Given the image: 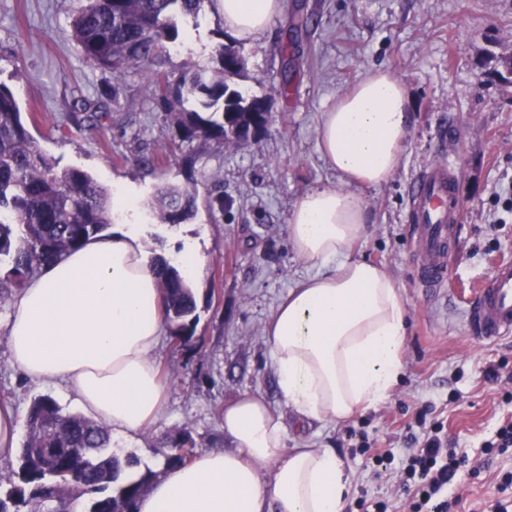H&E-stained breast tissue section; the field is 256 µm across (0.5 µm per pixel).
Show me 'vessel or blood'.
Returning <instances> with one entry per match:
<instances>
[{
	"instance_id": "1",
	"label": "vessel or blood",
	"mask_w": 512,
	"mask_h": 512,
	"mask_svg": "<svg viewBox=\"0 0 512 512\" xmlns=\"http://www.w3.org/2000/svg\"><path fill=\"white\" fill-rule=\"evenodd\" d=\"M459 199L453 171L434 163L411 183L409 220L418 226V277L422 287L444 289L447 281L448 240L455 232ZM469 332L491 341L512 332V262L498 263L478 289L467 311Z\"/></svg>"
}]
</instances>
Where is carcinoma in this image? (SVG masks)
<instances>
[{
  "label": "carcinoma",
  "mask_w": 512,
  "mask_h": 512,
  "mask_svg": "<svg viewBox=\"0 0 512 512\" xmlns=\"http://www.w3.org/2000/svg\"><path fill=\"white\" fill-rule=\"evenodd\" d=\"M72 37L83 60L117 76L143 68L146 88L166 111L183 141L231 149L265 129L264 100L249 96L233 79L245 60L236 44L218 43V67L196 68L172 80L153 66L179 37L178 21L198 18L211 0H81ZM197 187H169L154 204L164 224L189 219ZM112 223V197L81 169L59 170L38 146L21 118L14 92L0 83V302L9 300L41 267L101 235ZM169 335L182 348L197 342L199 322L193 288L171 261L155 258ZM26 437L17 467L0 482V512H70L83 501L85 512H135L136 500L157 473L125 480L138 465L133 455L111 451L108 427L66 413L50 396L30 405ZM167 465L184 464L194 448L191 431L167 436Z\"/></svg>",
  "instance_id": "obj_1"
}]
</instances>
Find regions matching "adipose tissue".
<instances>
[{
	"label": "adipose tissue",
	"mask_w": 512,
	"mask_h": 512,
	"mask_svg": "<svg viewBox=\"0 0 512 512\" xmlns=\"http://www.w3.org/2000/svg\"><path fill=\"white\" fill-rule=\"evenodd\" d=\"M224 27L250 42L283 0H215ZM411 115L404 84L369 72L322 112L316 148L340 185L306 191L288 218L296 256L316 266L278 306L267 344L284 410L244 392L220 415L231 448L159 465L137 512H343L350 477L332 448H291L286 415L348 420L398 381L406 337L402 288L351 249L366 232L363 186L400 164ZM9 360L33 383L62 386L113 438L133 443L161 422L165 379L153 355L165 338L159 278L139 224L88 241L17 291L5 321Z\"/></svg>",
	"instance_id": "adipose-tissue-1"
}]
</instances>
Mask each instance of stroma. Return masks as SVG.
Here are the masks:
<instances>
[{"label":"stroma","mask_w":512,"mask_h":512,"mask_svg":"<svg viewBox=\"0 0 512 512\" xmlns=\"http://www.w3.org/2000/svg\"><path fill=\"white\" fill-rule=\"evenodd\" d=\"M283 14L252 43L242 45L243 86L263 98L266 129L234 149L217 151L181 141L164 110L145 89L141 69L121 78L86 64L72 40L79 0H0V82L16 94L22 117L40 148L59 169L79 168L108 190L126 188L138 211L115 216L147 227L151 257H179L184 241L203 258L194 282L204 338L198 353L165 340L155 355L169 382L162 423L139 442L120 444L141 467L163 459L162 440L186 427L195 452L229 447L218 412L242 392L283 409L265 328L289 290L312 274L288 238V217L299 197L338 184L316 149L320 116L366 72L399 78L410 101L411 124L399 167L380 187H361L368 205L366 235L354 253L383 266L404 291L407 336L402 369L390 396L342 423L290 427L292 448H332L347 465L356 503L385 501L402 512L400 476L412 437L422 436L418 413L439 421L459 454L488 460L480 473L461 468L449 488L458 512H493L500 475L512 471V449L485 454L499 425L512 415V333L483 341L466 330L472 289L495 263L512 260V211L504 204L512 185V83L496 73V59L512 55V0H284ZM306 24L293 28L291 16ZM221 15L183 18L184 52L158 63L170 77L216 65ZM119 93L108 99L110 84ZM103 102L106 112L66 121L76 98ZM450 158L463 221L453 245L446 293L435 297L417 279L408 185L425 166ZM196 184L193 216L180 224L153 219L160 187ZM222 191L223 211L210 207ZM0 306V403L26 417L32 400L53 397L64 412L79 407L65 390L30 384L13 367ZM391 450L393 461L375 466L361 454V438Z\"/></svg>","instance_id":"obj_1"}]
</instances>
